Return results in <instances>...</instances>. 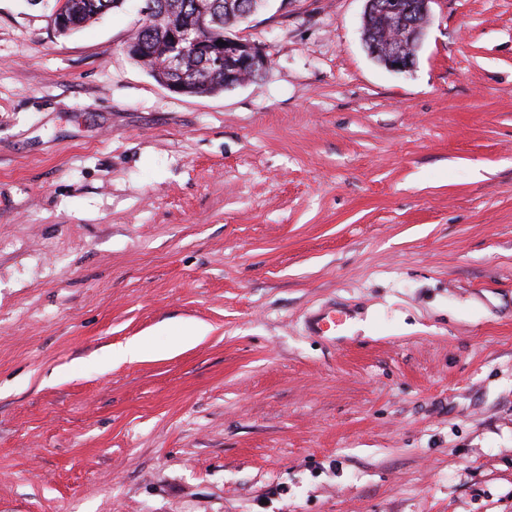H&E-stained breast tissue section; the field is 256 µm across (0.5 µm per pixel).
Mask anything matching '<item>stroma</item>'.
Returning a JSON list of instances; mask_svg holds the SVG:
<instances>
[{
  "instance_id": "obj_1",
  "label": "stroma",
  "mask_w": 512,
  "mask_h": 512,
  "mask_svg": "<svg viewBox=\"0 0 512 512\" xmlns=\"http://www.w3.org/2000/svg\"><path fill=\"white\" fill-rule=\"evenodd\" d=\"M140 5L0 0V512H512V0L405 72L364 0H269L202 96ZM59 1L64 2V13L68 20L72 23L71 32L83 27L90 20L102 16L117 5L118 0H56L55 6ZM61 9V4L54 8L52 23L59 34L66 32V20ZM401 39L403 38L400 35H387L385 50L382 52L376 50L374 53L375 56L380 55L379 62L391 70L402 71L411 66V57L403 55L405 44ZM398 64H402V67H398ZM147 337H137L125 345L112 349V361L115 363H132L140 361L148 353Z\"/></svg>"
}]
</instances>
